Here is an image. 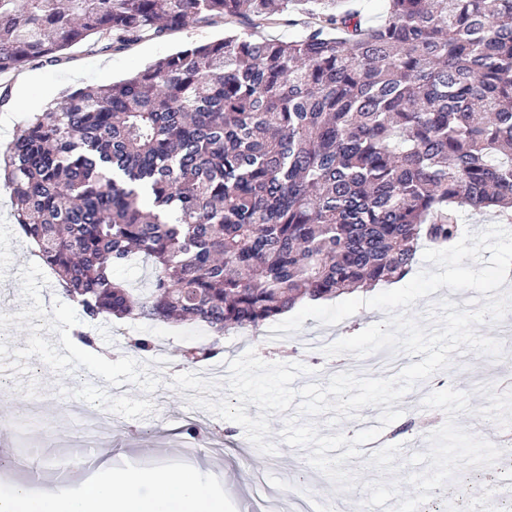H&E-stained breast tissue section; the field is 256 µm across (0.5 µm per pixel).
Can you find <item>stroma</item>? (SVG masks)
I'll use <instances>...</instances> for the list:
<instances>
[{
  "mask_svg": "<svg viewBox=\"0 0 512 512\" xmlns=\"http://www.w3.org/2000/svg\"><path fill=\"white\" fill-rule=\"evenodd\" d=\"M223 23L191 24L164 38L144 40L120 51L84 45L68 49L60 62L37 61L27 66L29 83L16 93L13 77L0 75V140H11L16 126L32 113L59 101L64 90L109 84L127 78L158 58L189 45L224 36ZM9 190L0 183V491L24 483L34 494L55 489V454L74 442L101 441L114 467L152 469L159 466L193 469L203 483L224 495V512H249L255 498L252 472H263L275 487L288 486L294 472L305 475L309 495L330 494L345 512L358 505L373 512H398L408 495L430 499L433 484L443 496L431 501L434 512H477L482 499L501 507L490 487L512 484V461L499 455L498 441L512 438V361L465 353L456 356L442 377L419 383L395 402L405 414L433 416L432 426L383 441H371L361 457L346 466L358 473L357 489L334 491L332 483L306 460L305 450L283 444L284 418H270L272 455L259 452L238 424L218 418L189 403V391L172 388L181 349L205 342L199 324L176 325L151 321H101L92 335L102 349L112 351V364L103 367L69 338L83 324L79 306L62 296L46 266L33 256L17 231ZM383 312L360 309L334 325L309 318L302 328L270 340L269 325L246 334L230 333L224 352L194 365L199 377L223 381L229 361L255 349L267 362L293 361L316 370V378L299 376L295 384H327L337 367L359 372V360L349 354L328 358L324 346L382 322ZM154 337L150 356L114 346L112 336ZM96 383H89L88 373ZM87 405L111 418L104 435L84 433L72 407ZM200 426L197 456L178 452L186 439V421Z\"/></svg>",
  "mask_w": 512,
  "mask_h": 512,
  "instance_id": "stroma-1",
  "label": "stroma"
}]
</instances>
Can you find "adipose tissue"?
<instances>
[{
  "mask_svg": "<svg viewBox=\"0 0 512 512\" xmlns=\"http://www.w3.org/2000/svg\"><path fill=\"white\" fill-rule=\"evenodd\" d=\"M0 512H224V500L189 471L118 470L105 461L77 495L59 489L36 496L14 484L0 493Z\"/></svg>",
  "mask_w": 512,
  "mask_h": 512,
  "instance_id": "adipose-tissue-1",
  "label": "adipose tissue"
}]
</instances>
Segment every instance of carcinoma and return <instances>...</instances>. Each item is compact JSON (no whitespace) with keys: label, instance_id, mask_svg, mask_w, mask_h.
Instances as JSON below:
<instances>
[{"label":"carcinoma","instance_id":"carcinoma-1","mask_svg":"<svg viewBox=\"0 0 512 512\" xmlns=\"http://www.w3.org/2000/svg\"><path fill=\"white\" fill-rule=\"evenodd\" d=\"M0 0V75L191 22L242 29L29 116L0 154L21 237L86 320L255 329L409 275L461 214L512 218V0ZM299 11L303 34L258 37ZM155 266L135 295L113 269Z\"/></svg>","mask_w":512,"mask_h":512}]
</instances>
